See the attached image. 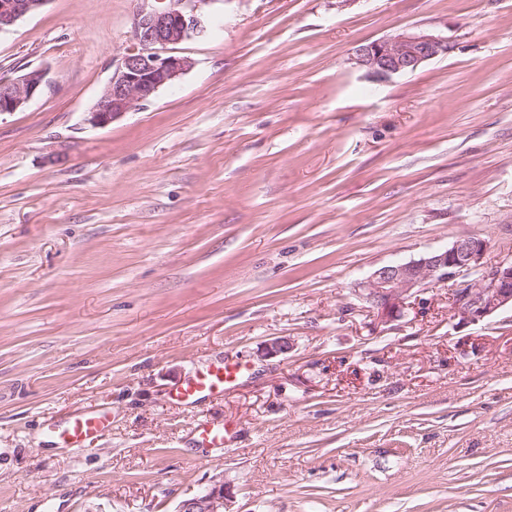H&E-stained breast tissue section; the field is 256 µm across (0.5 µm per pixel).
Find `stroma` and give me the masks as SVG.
Segmentation results:
<instances>
[{"label": "stroma", "instance_id": "stroma-1", "mask_svg": "<svg viewBox=\"0 0 512 512\" xmlns=\"http://www.w3.org/2000/svg\"><path fill=\"white\" fill-rule=\"evenodd\" d=\"M137 9L0 32V81L47 73L0 115V512H176L217 474L233 512H512V310L459 328L435 285L385 326L352 288L465 235L512 261V0H209L190 68L92 126ZM407 32L452 49L352 64ZM226 358L232 387L176 399ZM448 39L424 32L402 33L358 46L351 60L372 82L414 72L423 63L448 54ZM110 425V416L105 412L75 417L58 433L61 446L85 448L88 441L102 433Z\"/></svg>", "mask_w": 512, "mask_h": 512}]
</instances>
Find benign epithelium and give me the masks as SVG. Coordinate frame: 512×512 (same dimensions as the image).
Instances as JSON below:
<instances>
[{
	"label": "benign epithelium",
	"instance_id": "1",
	"mask_svg": "<svg viewBox=\"0 0 512 512\" xmlns=\"http://www.w3.org/2000/svg\"><path fill=\"white\" fill-rule=\"evenodd\" d=\"M133 23L135 45L112 63V76L97 98L87 121L107 126L138 103L171 85L190 68L186 57L172 46L198 28L196 12L209 0H140ZM46 0H0V31L42 7ZM448 40L429 33H402L358 46L352 55L357 68L373 82L417 70L423 63L448 54ZM47 84L46 73L33 69L0 84V113L22 109ZM486 240L464 236L450 246L428 252L408 262L381 266L358 281L355 292L368 304L381 325L398 321L409 309L410 299L432 285L447 284L448 315L456 326L483 322L512 308V263L487 262ZM483 278L473 279L476 272ZM291 347L286 337L268 341L263 356L277 357ZM229 488L224 476L182 500L176 512H228Z\"/></svg>",
	"mask_w": 512,
	"mask_h": 512
}]
</instances>
